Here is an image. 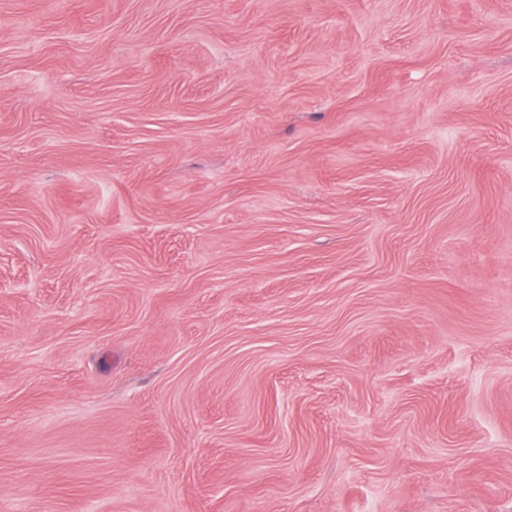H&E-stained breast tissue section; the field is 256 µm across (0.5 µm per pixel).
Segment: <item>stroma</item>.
Here are the masks:
<instances>
[{
	"mask_svg": "<svg viewBox=\"0 0 512 512\" xmlns=\"http://www.w3.org/2000/svg\"><path fill=\"white\" fill-rule=\"evenodd\" d=\"M0 512H512V0H0Z\"/></svg>",
	"mask_w": 512,
	"mask_h": 512,
	"instance_id": "1",
	"label": "stroma"
}]
</instances>
